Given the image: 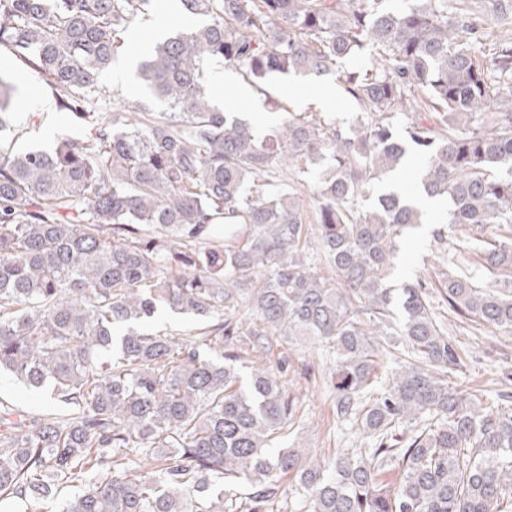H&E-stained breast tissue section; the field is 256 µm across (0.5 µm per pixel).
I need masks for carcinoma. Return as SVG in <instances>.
Listing matches in <instances>:
<instances>
[{"mask_svg":"<svg viewBox=\"0 0 512 512\" xmlns=\"http://www.w3.org/2000/svg\"><path fill=\"white\" fill-rule=\"evenodd\" d=\"M150 2L0 0V47L94 127L0 151V375L65 409L0 401V503L75 487L61 512H512V405L449 383L460 354L431 296L512 335V40L479 61L476 25L448 0H179L203 22L145 53L136 111H89ZM212 59L260 93L354 59L339 78L361 112L261 135L211 100ZM16 92L0 72V132ZM410 158L414 188L364 207ZM290 174L314 179L313 224L281 187ZM417 192L469 230L472 268L395 288ZM161 309L200 332L147 330ZM395 334L404 358L380 389L379 338ZM279 338L336 354V418L372 447L329 460L282 445L296 405L281 371L243 373L231 350Z\"/></svg>","mask_w":512,"mask_h":512,"instance_id":"1","label":"carcinoma"}]
</instances>
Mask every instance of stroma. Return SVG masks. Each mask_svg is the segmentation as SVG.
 <instances>
[{"label":"stroma","instance_id":"35a3bbf8","mask_svg":"<svg viewBox=\"0 0 512 512\" xmlns=\"http://www.w3.org/2000/svg\"><path fill=\"white\" fill-rule=\"evenodd\" d=\"M448 3L458 13L474 18L477 32L473 41L479 58L492 57L501 38L512 32V7L494 13L486 11V0H448ZM0 70L16 76L19 87L12 127L0 133V142L19 149H47L61 136L78 140L90 136V125L76 121L71 112L60 107L52 112L44 110V101L55 103L57 93L40 73L4 50L0 51ZM206 76L218 95L222 94L225 82H232L240 91L239 111L257 125L272 116L283 122L296 112H317L344 125L359 110L357 103L344 92L330 106L317 99L320 87L337 84V77L331 73L303 77L279 75L271 79L262 93L245 81L242 68L224 61L208 63ZM433 231V225H423L402 242L396 283L433 276L439 261ZM434 307L462 356V366L453 373L452 383L489 397L501 391L512 393V335L463 324L442 300H435ZM267 362L283 365L289 394L297 405L296 417L287 428L288 442L301 443L325 457L346 448L369 446L368 438L336 420L331 387L333 354L319 347L284 340L268 356Z\"/></svg>","mask_w":512,"mask_h":512}]
</instances>
